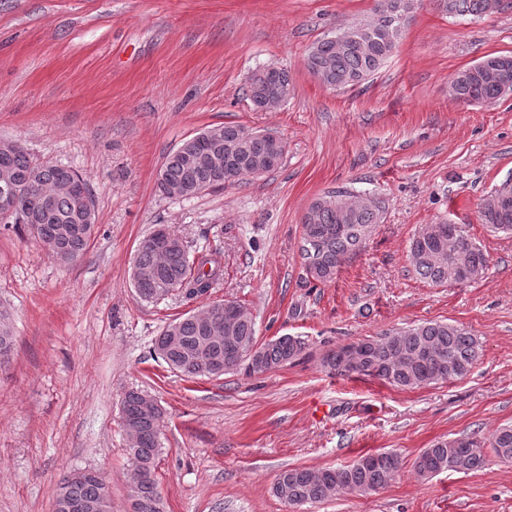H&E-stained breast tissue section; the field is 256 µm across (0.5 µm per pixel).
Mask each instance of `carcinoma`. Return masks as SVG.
I'll return each mask as SVG.
<instances>
[{"instance_id":"1","label":"carcinoma","mask_w":512,"mask_h":512,"mask_svg":"<svg viewBox=\"0 0 512 512\" xmlns=\"http://www.w3.org/2000/svg\"><path fill=\"white\" fill-rule=\"evenodd\" d=\"M438 8L455 16L481 17L504 8L512 0H437ZM418 0H379L371 16L339 30L342 39L330 36L313 43L306 66L322 85L333 89L351 88L363 83L394 53L398 39ZM293 89L288 72L263 67L252 72L246 94L257 112L268 111L275 97ZM452 97L460 104H494L512 93V54L487 55L455 73L450 80ZM265 131L248 133L242 125L226 123L209 128L182 143L189 152L169 153L159 172V192L175 199H190L210 189L233 184L249 177L265 165L261 137ZM223 155L218 170L211 155ZM3 161L11 168L14 181L23 188L35 183L49 196L43 213H15L12 223L22 224L31 237L44 247L68 255L62 263L73 264L84 257L94 234L95 213L83 222L76 197L60 187L62 180L76 178L87 196V181L76 171L57 164L34 160L25 150L11 148ZM485 226L494 234H512V193L500 210L483 209ZM382 219L381 202L336 190L316 198L302 218V259L305 278L326 285L336 279L341 265L361 252ZM409 259L415 273L433 286L470 283L483 278L487 268L484 251L463 232L433 235L430 225L412 238ZM134 265L152 274L135 285L138 296L155 302L168 290L187 298L204 295L221 279V267L213 255L190 257L182 240L160 225L139 244ZM227 310L217 314L215 303L198 312L169 322L155 338L153 352L167 366L186 378L218 377L227 372L247 377L272 372L295 361L305 350L298 337L280 336L266 343L256 339L255 321L236 301L224 302ZM482 346L463 325L425 322L386 332L378 338L361 341L359 359L352 366L344 360L346 348L331 351L325 363L340 376H364L382 380L400 389L416 388L461 379L482 357ZM122 415L137 430L136 447L128 450L132 512H165L164 497L155 473L160 451L161 409L147 404L146 395L129 390L122 397ZM505 462H512V425L497 429L488 438L466 435L441 440L425 449L414 461V471L427 479L441 471L470 473L483 468L488 451ZM366 455L355 463L318 471L306 467L281 471L273 493L284 503L320 501L338 491L360 495L376 492L398 475L402 467L394 453L378 464H367ZM110 500L101 475L88 470L63 476L55 497V512H66V501L88 505Z\"/></svg>"}]
</instances>
